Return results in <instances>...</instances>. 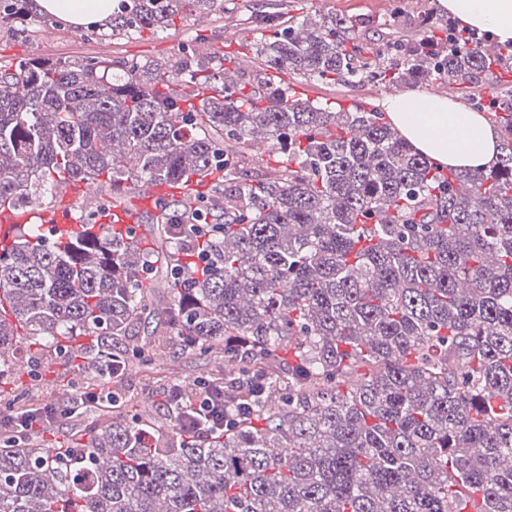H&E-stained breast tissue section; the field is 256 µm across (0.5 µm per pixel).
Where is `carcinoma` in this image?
<instances>
[{"label":"carcinoma","mask_w":512,"mask_h":512,"mask_svg":"<svg viewBox=\"0 0 512 512\" xmlns=\"http://www.w3.org/2000/svg\"><path fill=\"white\" fill-rule=\"evenodd\" d=\"M218 2L120 0L111 35ZM359 25L307 13L256 41L258 77L192 55L0 72V210H50L86 183L98 216L53 223L49 240L18 224L0 246V378L43 351L119 377L153 365L166 336L224 357L213 379L233 420L197 440L174 406L162 440L120 412L63 456L4 434L0 512H512V88L485 91L499 61L477 35L399 25L366 57ZM285 69L455 86L498 127L501 154L444 168L382 112L291 98ZM142 181L191 205L156 204L140 237L101 223L133 209ZM200 213L221 232L197 239ZM202 250L204 273L190 261Z\"/></svg>","instance_id":"cac0c4a2"}]
</instances>
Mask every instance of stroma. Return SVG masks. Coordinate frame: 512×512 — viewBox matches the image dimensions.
Returning <instances> with one entry per match:
<instances>
[{
  "instance_id": "stroma-1",
  "label": "stroma",
  "mask_w": 512,
  "mask_h": 512,
  "mask_svg": "<svg viewBox=\"0 0 512 512\" xmlns=\"http://www.w3.org/2000/svg\"><path fill=\"white\" fill-rule=\"evenodd\" d=\"M364 20L358 31L363 47L383 48L388 40L386 26L391 15H399L406 24L415 23L420 12L431 13L434 19H448L438 0H290L283 16L298 17L306 11ZM268 0H223L211 11L196 12L176 20L163 33L144 29L138 33L112 37L104 35L102 25L73 28L56 17L38 14L28 24H0V68L4 69L24 58L39 57L51 60L104 61L121 64L130 61L167 59L186 53L199 57H220L245 52L267 30L276 29L277 20L267 19ZM289 86L302 89L309 100L337 107L345 100L366 101L380 106L383 100L395 95V87L366 82L354 88L318 78L288 77ZM41 377L38 390H29L28 375L19 382L26 385L25 401L39 405L67 402L76 397V387L85 383L76 367L46 354L39 359ZM214 368L213 359L200 355H182L168 349L149 370L132 369L119 380L132 397L133 411L155 422L162 436L171 432L167 411L158 395L160 388L176 383L181 387L195 386L201 377ZM109 407H81L77 419L63 418L35 434L31 442L37 447L59 446L66 443L73 426L101 425L111 422Z\"/></svg>"
}]
</instances>
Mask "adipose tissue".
<instances>
[{
  "label": "adipose tissue",
  "mask_w": 512,
  "mask_h": 512,
  "mask_svg": "<svg viewBox=\"0 0 512 512\" xmlns=\"http://www.w3.org/2000/svg\"><path fill=\"white\" fill-rule=\"evenodd\" d=\"M464 25L488 29L512 42V0H439ZM118 0H36L39 12L83 28L109 19ZM382 107L391 125L423 155L458 170L485 167L500 152L499 136L486 117L438 94L402 92Z\"/></svg>",
  "instance_id": "1"
}]
</instances>
